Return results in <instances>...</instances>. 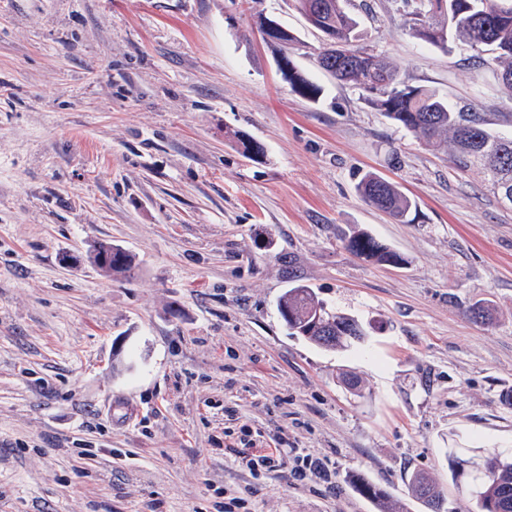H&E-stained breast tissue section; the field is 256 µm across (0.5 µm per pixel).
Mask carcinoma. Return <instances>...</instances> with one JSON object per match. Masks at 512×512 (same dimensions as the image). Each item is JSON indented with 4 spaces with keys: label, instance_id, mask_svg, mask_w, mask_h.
<instances>
[{
    "label": "carcinoma",
    "instance_id": "1",
    "mask_svg": "<svg viewBox=\"0 0 512 512\" xmlns=\"http://www.w3.org/2000/svg\"><path fill=\"white\" fill-rule=\"evenodd\" d=\"M303 15L316 12V29L343 49V53L327 57L319 54L318 65L337 80L366 91L368 81L386 82L388 94H377L367 101L394 124L425 140L438 150L449 152L452 165L466 170L481 166L490 190L512 203V138L492 134L483 113L457 107L435 91L401 81L399 72L384 57L370 55L362 60L356 53L361 31L356 18L348 11L347 0H294ZM411 7V33L422 42L446 48L450 42L489 47L494 64L493 74L512 90V0H405ZM238 147L243 156L258 158L264 154L260 144L238 134ZM358 191L372 206L389 213L404 224L415 223L416 207L399 188L375 174H366ZM346 248L354 255L374 262L400 263V257L383 247L365 232L345 238ZM280 314L291 334L301 336L326 349L348 347L363 341L365 333L357 319L333 313L305 286L288 289L279 303ZM325 316L327 326H308L315 312ZM482 466L486 478L471 489L478 512H512V456L489 453ZM410 485L429 512H443L444 500L432 480L417 473ZM354 490L376 506L377 512H393L388 492L365 480L353 483Z\"/></svg>",
    "mask_w": 512,
    "mask_h": 512
}]
</instances>
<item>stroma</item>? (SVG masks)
<instances>
[{
	"instance_id": "1",
	"label": "stroma",
	"mask_w": 512,
	"mask_h": 512,
	"mask_svg": "<svg viewBox=\"0 0 512 512\" xmlns=\"http://www.w3.org/2000/svg\"><path fill=\"white\" fill-rule=\"evenodd\" d=\"M346 7L402 80L512 136L479 49L415 39L403 0ZM260 14L298 35L319 102L291 91ZM321 48L293 0H0V512H377L357 477L427 512L417 472L475 512L448 459L512 451V206L321 70ZM368 173L416 223L364 201ZM358 230L404 264L351 254ZM100 242L131 276L90 262ZM299 284L365 343L289 334L278 302ZM254 442L276 470L248 465ZM305 455L325 473L298 476Z\"/></svg>"
}]
</instances>
